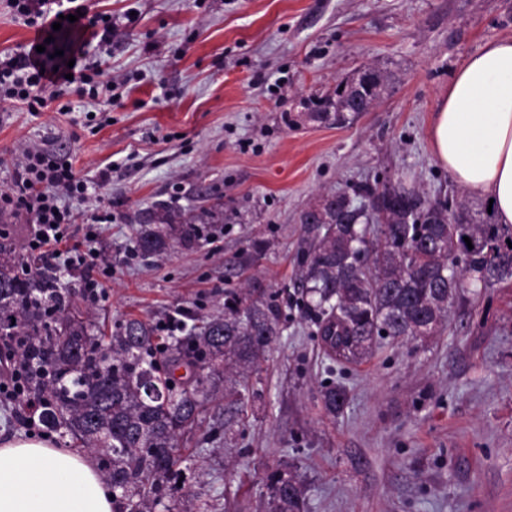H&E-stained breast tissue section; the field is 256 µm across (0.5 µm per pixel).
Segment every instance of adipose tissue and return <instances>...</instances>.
I'll return each instance as SVG.
<instances>
[{
    "instance_id": "adipose-tissue-1",
    "label": "adipose tissue",
    "mask_w": 512,
    "mask_h": 512,
    "mask_svg": "<svg viewBox=\"0 0 512 512\" xmlns=\"http://www.w3.org/2000/svg\"><path fill=\"white\" fill-rule=\"evenodd\" d=\"M440 166L493 199L512 224V37L487 42L448 85L430 131ZM0 512H113L112 491L86 454L48 437L0 443Z\"/></svg>"
}]
</instances>
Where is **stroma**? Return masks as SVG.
<instances>
[{
  "label": "stroma",
  "instance_id": "35a3bbf8",
  "mask_svg": "<svg viewBox=\"0 0 512 512\" xmlns=\"http://www.w3.org/2000/svg\"><path fill=\"white\" fill-rule=\"evenodd\" d=\"M111 17L106 76L127 77L108 112L70 95L40 112L0 100V192L26 151L71 156L96 188L70 227L112 261L94 331L129 317L186 325L224 311L225 265L263 243L253 274L285 319L241 391L232 430L208 404L184 444L175 512H268V471L301 481L303 512H512V280L469 289L427 338L384 340L359 363L328 357L292 286L302 213L321 196L390 178L429 196L455 179L432 154L439 97L470 55L512 36V0H85ZM372 66L380 102L351 123L310 121V102ZM67 111H60V104ZM112 178L97 184L99 169ZM201 216L191 248H135L139 212ZM342 386L344 409L321 392Z\"/></svg>",
  "mask_w": 512,
  "mask_h": 512
}]
</instances>
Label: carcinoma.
Listing matches in <instances>:
<instances>
[{
	"label": "carcinoma",
	"mask_w": 512,
	"mask_h": 512,
	"mask_svg": "<svg viewBox=\"0 0 512 512\" xmlns=\"http://www.w3.org/2000/svg\"><path fill=\"white\" fill-rule=\"evenodd\" d=\"M372 79L370 94L337 88L312 104L307 117L341 125L349 112L369 111L386 76L376 68ZM391 189V182L376 178L351 195L336 193L323 211L311 208L301 218L294 287L307 298L305 313L328 356L339 361L363 358L382 336L415 337L426 322L442 324L448 307L467 300L471 285L492 288L512 280V225L496 222L489 200L431 198L416 189L402 201ZM352 195L360 204L344 207ZM466 236L474 241L471 249ZM199 237L196 225L165 204L139 216L137 246L144 255L165 254L173 242L189 246ZM256 254L254 248L238 254L227 264L228 278L253 265ZM450 266L461 270L456 281H448ZM17 268L9 244L0 240V336L18 337L16 354L25 369L15 413L38 419L42 431L68 440L69 447L99 456L114 512H154L181 464L179 440L197 425L218 382L228 383V398L246 386L279 335L280 306L257 277L227 291L224 314L201 317L190 334L208 375L178 379L183 352L156 343L149 322L129 318L108 338H96L88 317L72 306L74 289L60 287L54 273L21 276ZM323 402L335 413L347 394L330 387ZM266 485L270 512H301L297 476L272 470Z\"/></svg>",
	"instance_id": "cac0c4a2"
}]
</instances>
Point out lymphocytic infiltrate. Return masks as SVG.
<instances>
[{
    "label": "lymphocytic infiltrate",
    "mask_w": 512,
    "mask_h": 512,
    "mask_svg": "<svg viewBox=\"0 0 512 512\" xmlns=\"http://www.w3.org/2000/svg\"><path fill=\"white\" fill-rule=\"evenodd\" d=\"M15 21L50 36L44 52L29 50L0 58V98L26 105L36 112L69 94L73 83L86 85L91 99L111 105L121 78L93 80L82 60L88 46L106 47L112 41V23L104 17L78 15L65 0H0ZM66 42V55H57L59 42ZM87 181L79 176L68 157H55L43 151L30 152L24 164L13 173L10 191L0 194V214L22 216L31 228L26 240L28 255L45 262L64 258L68 267L96 269L97 278L88 280L86 291L92 298L102 297L101 282L112 275V263L94 249L70 248L66 235L75 213L66 200H84Z\"/></svg>",
    "instance_id": "1"
}]
</instances>
